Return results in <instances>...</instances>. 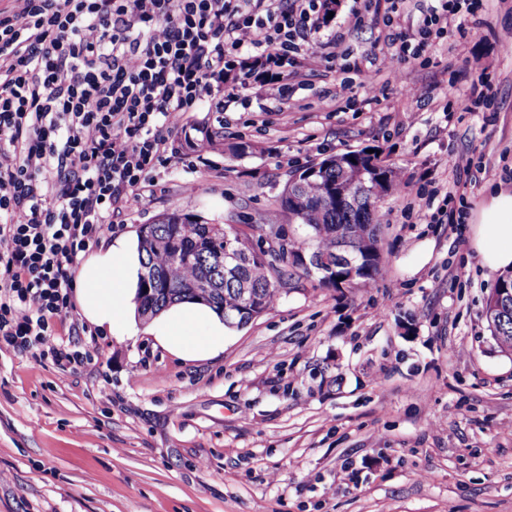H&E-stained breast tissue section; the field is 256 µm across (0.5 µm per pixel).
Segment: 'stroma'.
I'll list each match as a JSON object with an SVG mask.
<instances>
[{
    "label": "stroma",
    "mask_w": 512,
    "mask_h": 512,
    "mask_svg": "<svg viewBox=\"0 0 512 512\" xmlns=\"http://www.w3.org/2000/svg\"><path fill=\"white\" fill-rule=\"evenodd\" d=\"M429 4L404 0L390 26L387 0H369L359 24L353 0H336L318 28L342 41L289 69L287 102L228 96L223 115L184 113L186 131L222 127L223 145H182L126 192L112 229L134 237L176 210L247 234L273 215L288 234L275 209L292 171L374 149L401 170L381 202L380 279L336 290L294 278L207 361L142 331L111 340L77 307L57 330L95 349L77 370L0 345V512H512V355L484 316L494 274L470 224L409 213L428 201L470 215L512 189V0H484L462 36L391 76L394 35ZM362 69L379 98L359 88ZM478 83L486 106L456 110ZM239 141L255 152L234 156ZM458 153L470 173L449 169Z\"/></svg>",
    "instance_id": "1"
}]
</instances>
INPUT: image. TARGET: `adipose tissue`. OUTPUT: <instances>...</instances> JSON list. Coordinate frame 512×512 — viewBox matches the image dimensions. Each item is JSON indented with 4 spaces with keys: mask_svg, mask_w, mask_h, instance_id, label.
Instances as JSON below:
<instances>
[{
    "mask_svg": "<svg viewBox=\"0 0 512 512\" xmlns=\"http://www.w3.org/2000/svg\"><path fill=\"white\" fill-rule=\"evenodd\" d=\"M472 246L486 268L512 269V192H493L476 209ZM140 269L137 244L119 236L107 249L89 256L77 273L75 296L83 316L119 342L137 331L135 297ZM149 331L168 353L185 361H201L223 353L227 327L210 306L184 302L163 311Z\"/></svg>",
    "mask_w": 512,
    "mask_h": 512,
    "instance_id": "adipose-tissue-1",
    "label": "adipose tissue"
}]
</instances>
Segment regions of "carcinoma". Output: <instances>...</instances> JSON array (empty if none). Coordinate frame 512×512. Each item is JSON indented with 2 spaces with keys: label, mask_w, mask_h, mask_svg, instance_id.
Here are the masks:
<instances>
[{
  "label": "carcinoma",
  "mask_w": 512,
  "mask_h": 512,
  "mask_svg": "<svg viewBox=\"0 0 512 512\" xmlns=\"http://www.w3.org/2000/svg\"><path fill=\"white\" fill-rule=\"evenodd\" d=\"M345 167L311 166L289 176L279 194V211L306 228L303 236L288 238L282 266L275 267L266 252L239 234L177 211L160 215L138 235L141 270H151L156 282L139 278L137 313L149 321L167 306L183 300L206 302L224 311L228 327L239 328L273 307L293 271L315 279L323 287H369L383 273L380 256L381 200L399 185L396 167L378 155L347 152ZM362 170L354 181L344 169ZM238 254L233 270L224 266V248ZM315 257L305 266L302 257ZM354 268L346 267L347 260ZM350 276L340 284L336 275ZM207 279L211 287L197 294L192 284ZM494 292L485 302V318L500 352L512 354V271L497 274Z\"/></svg>",
  "instance_id": "obj_1"
}]
</instances>
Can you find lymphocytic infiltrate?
I'll return each mask as SVG.
<instances>
[{"label": "lymphocytic infiltrate", "instance_id": "f902f5d3", "mask_svg": "<svg viewBox=\"0 0 512 512\" xmlns=\"http://www.w3.org/2000/svg\"><path fill=\"white\" fill-rule=\"evenodd\" d=\"M0 12V345L41 348L63 367L94 357L53 341L73 269L110 233L126 190L175 150L180 119L243 54L288 70L326 57L311 26L323 0H16ZM473 0H436L387 63L413 57L473 14Z\"/></svg>", "mask_w": 512, "mask_h": 512}]
</instances>
